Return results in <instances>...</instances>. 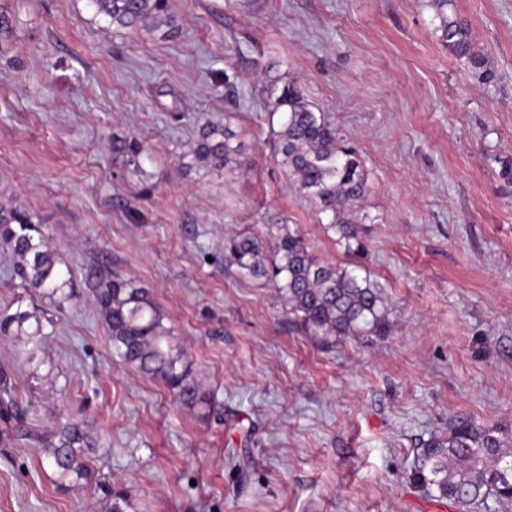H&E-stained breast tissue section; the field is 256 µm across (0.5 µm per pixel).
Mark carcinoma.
<instances>
[{
	"label": "carcinoma",
	"instance_id": "1",
	"mask_svg": "<svg viewBox=\"0 0 512 512\" xmlns=\"http://www.w3.org/2000/svg\"><path fill=\"white\" fill-rule=\"evenodd\" d=\"M95 17L115 30L160 32L175 38L180 29L169 0H89ZM450 0H428L439 20V41L486 82L495 78L489 56L475 47L471 23L448 13ZM12 21L0 11V56L10 52ZM271 114H281L277 132L278 163L289 181L325 214L328 224L347 251L364 249L354 217V206L369 191L368 178L355 151L343 145L336 128L322 112L315 111L301 91L290 83L271 81L263 88ZM228 126L204 128L191 151L200 167L226 168L237 162L241 144ZM115 162L124 170L144 173V151L131 137L112 138ZM41 216L13 202L0 200V243L14 257V273L20 283L33 288L63 307L72 297L71 276L57 267L51 238L41 228ZM224 254L238 271L266 277L281 292L309 333L322 341L349 336L362 327L381 325L382 299L368 277L345 267L324 262L310 253L303 239L289 231L277 237L272 256H267L256 237H233L224 242ZM100 315L112 342L113 354L162 380L186 406L210 412V393L191 379V367L173 343L165 315L149 289L120 276L101 282L95 292ZM43 324L33 312H0V335L22 336L29 358L40 344ZM0 422L16 426V432L40 444L43 462L66 489L89 481L88 455L97 447L83 421L67 418L41 432L28 421L15 389L0 382ZM411 482L429 495L448 500L468 512L474 505L494 498L497 512H512V436L499 427L479 425L459 417L440 434L421 443L411 471Z\"/></svg>",
	"mask_w": 512,
	"mask_h": 512
}]
</instances>
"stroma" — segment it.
I'll use <instances>...</instances> for the list:
<instances>
[{"instance_id": "35a3bbf8", "label": "stroma", "mask_w": 512, "mask_h": 512, "mask_svg": "<svg viewBox=\"0 0 512 512\" xmlns=\"http://www.w3.org/2000/svg\"><path fill=\"white\" fill-rule=\"evenodd\" d=\"M0 197L35 210L70 271L64 310L20 287L0 246V309L44 321L28 358L0 336V376L33 419L87 420L90 483L59 490L39 445L0 434V512H457L414 487L422 440L457 417L512 433V0H452L492 59L486 83L444 48L426 0H170L179 36L116 32L88 0H0ZM293 83L367 173L361 253L347 252L274 158L269 81ZM229 125L244 163L187 167ZM136 138L145 176L112 160ZM369 277L379 329L323 343L272 281L224 257L272 225ZM150 289L201 417L122 364L95 300L110 275Z\"/></svg>"}]
</instances>
